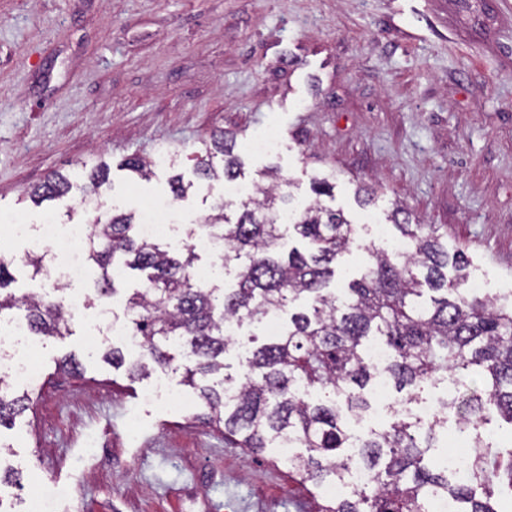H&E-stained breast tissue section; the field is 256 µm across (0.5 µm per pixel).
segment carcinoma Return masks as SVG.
<instances>
[{"instance_id":"cac0c4a2","label":"carcinoma","mask_w":512,"mask_h":512,"mask_svg":"<svg viewBox=\"0 0 512 512\" xmlns=\"http://www.w3.org/2000/svg\"><path fill=\"white\" fill-rule=\"evenodd\" d=\"M235 144V134L213 133L195 153V175L238 179L242 163ZM219 155L220 170L213 163ZM124 166L147 180L155 161L133 157ZM107 180L106 165L92 168L96 211L107 218L96 219L86 262L100 271L96 301L118 292L117 272L145 274L141 287L126 299L130 333L144 341L143 355L129 368L131 379L146 378L157 368L181 372L182 382L198 391L210 410L208 421L224 425V440L259 453L287 439L301 449L288 457L290 469L316 486L329 477H346L353 465L348 449H358L371 483L350 497L325 502L320 512H427L428 498L440 491L457 512H498L495 490L512 491V449L485 442L479 427L490 408L512 425V300L480 297L466 288V253L448 251L438 227L414 224L396 207L389 220L411 250L371 253L361 277L337 292L329 284L337 257L355 238V225L319 199L284 224L289 195L256 183L252 195L215 206L208 223L198 225L224 244V269L238 270L236 287L207 288L194 277L192 248L180 255L159 240L142 238L137 231L141 214L101 200ZM335 180L328 173L312 190L331 198ZM169 186L174 198L183 199L193 183L175 174ZM70 189L68 177L56 173L34 187L29 198L39 205ZM15 265L16 259L0 257V325L11 322L9 311L22 308L33 334L71 335L73 317L62 298L6 291ZM272 314L288 316L281 335L255 348L238 376L224 373L225 324L241 326ZM374 338L390 351L383 367L363 356ZM382 372L410 398L442 373L455 383L481 382L478 392L442 401L443 412L456 410L459 429L471 434L468 481L449 482L448 472L426 458L442 417L427 429L395 418L352 438L349 423L369 407L370 386ZM29 403L28 394L0 387V426Z\"/></svg>"}]
</instances>
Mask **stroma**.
Wrapping results in <instances>:
<instances>
[{
    "mask_svg": "<svg viewBox=\"0 0 512 512\" xmlns=\"http://www.w3.org/2000/svg\"><path fill=\"white\" fill-rule=\"evenodd\" d=\"M219 130L236 135L241 182L275 168L296 209L335 173L330 205L358 232L332 288L391 250L398 204L465 251L471 280L512 297V0H0V251L33 250L16 225L83 221L99 162L105 201L128 210L167 209L170 177L194 180L174 224L188 245L224 192L190 157ZM267 133L275 149H254ZM167 151L177 167L150 180L122 167ZM56 172L71 191L34 205L28 191ZM361 186L374 204L359 205ZM101 325L90 308L71 336L36 337V380L4 381L31 398L0 427V465L21 473L14 512H37L52 486L53 512H317L322 488L278 448L226 442L179 375L130 379L105 361L107 335L88 349Z\"/></svg>",
    "mask_w": 512,
    "mask_h": 512,
    "instance_id": "1",
    "label": "stroma"
}]
</instances>
